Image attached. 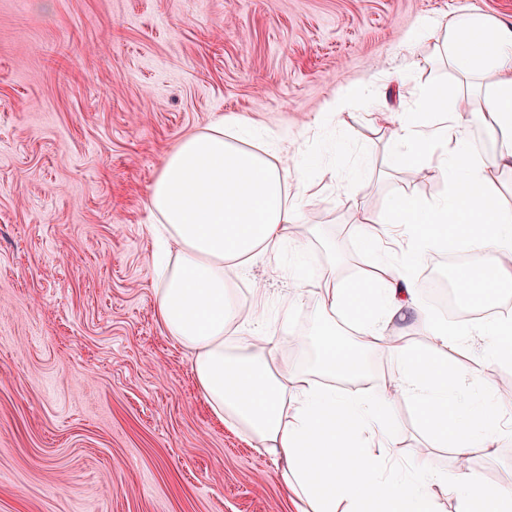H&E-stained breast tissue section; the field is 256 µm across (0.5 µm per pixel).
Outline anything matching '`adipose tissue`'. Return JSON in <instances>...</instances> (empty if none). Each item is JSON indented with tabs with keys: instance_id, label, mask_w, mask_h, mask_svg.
I'll use <instances>...</instances> for the list:
<instances>
[{
	"instance_id": "ef3b65f1",
	"label": "adipose tissue",
	"mask_w": 512,
	"mask_h": 512,
	"mask_svg": "<svg viewBox=\"0 0 512 512\" xmlns=\"http://www.w3.org/2000/svg\"><path fill=\"white\" fill-rule=\"evenodd\" d=\"M449 65L467 83L450 96L427 87L404 108L392 132V156L415 171L437 172L448 184L444 198L395 199L382 224L402 227L409 238L403 256L411 266L427 249L424 229L446 232L449 216L470 224L480 216V233H468L463 246L488 256L512 251V204L488 176L489 168L512 169V24L470 11L453 14L441 48ZM477 103L494 149L480 155L460 148L466 125L458 107ZM248 122L222 118L183 138L166 157L151 187L154 239L166 255L159 275L157 316L168 335L191 356L201 397L229 428L245 432L278 456L283 488L303 493L305 512H432L430 489L440 483L427 457L408 468L391 465L389 440L396 430L390 416L394 399L408 403L434 442L465 454L493 437L512 434V412L489 398L492 373L512 363V317L479 324L486 345L476 370L484 395L476 397L465 378L449 370L446 352L464 345L466 329L425 314L436 344L419 352L403 344L387 347L398 378L395 396L352 400L315 373L357 377L366 370L370 341L382 338L387 314L419 304V288L407 273L386 271L353 287L319 280L320 309L344 313L362 325L363 341L337 336L326 325L315 340L316 367L308 371L275 367L276 342L267 331L262 288L252 289L251 312L241 307L224 281L226 260L248 261L256 254L279 255L286 247L305 251L295 240V222L305 198V175L298 166L273 164L245 149ZM299 405L287 412L285 396ZM460 512H503L512 489L487 484L475 472L458 471L448 484Z\"/></svg>"
}]
</instances>
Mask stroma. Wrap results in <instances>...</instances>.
<instances>
[{"mask_svg":"<svg viewBox=\"0 0 512 512\" xmlns=\"http://www.w3.org/2000/svg\"><path fill=\"white\" fill-rule=\"evenodd\" d=\"M459 10L512 23V0H0V512H300L281 463L219 422L190 355L156 313L149 194L185 135L230 114L274 136L309 172L315 200L295 226L302 256L227 263L242 302L266 285L272 333L286 302L298 337L323 321L315 289L356 283L373 265L358 230L399 195L437 198L445 181H410L391 157L397 76L456 92L425 25ZM363 93L342 122L341 87ZM356 184L336 191L337 177ZM354 396L395 379L377 347ZM403 461L430 448L452 476L454 449L431 448L407 405L392 407ZM489 484L512 473V435L475 449Z\"/></svg>","mask_w":512,"mask_h":512,"instance_id":"obj_1","label":"stroma"}]
</instances>
